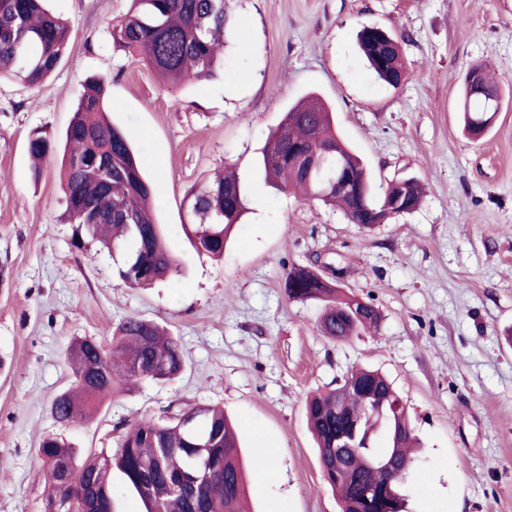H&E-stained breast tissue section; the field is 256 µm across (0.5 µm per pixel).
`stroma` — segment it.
I'll return each mask as SVG.
<instances>
[{
	"label": "stroma",
	"mask_w": 512,
	"mask_h": 512,
	"mask_svg": "<svg viewBox=\"0 0 512 512\" xmlns=\"http://www.w3.org/2000/svg\"><path fill=\"white\" fill-rule=\"evenodd\" d=\"M70 24L59 68L40 89L0 80V512H44V435L80 456L118 449L124 427L216 405L237 427L253 512H340L308 430V394L355 366L384 373L421 442L407 512H512V100L471 140L456 112L468 69L488 64L512 90V0H226L224 69L165 84L112 39L128 0H48ZM401 40L396 87L361 58L357 33ZM108 76L113 123L132 135L155 185L157 216L180 276L130 288L107 252L75 245L58 163L34 175L32 131L58 137L86 80ZM314 94L364 159L376 189L413 176L427 195L412 213L360 232L340 211L263 183L260 152L284 112ZM237 168L249 211L223 258L198 254L184 197ZM323 261L343 292L378 308V331L334 339L320 308L289 300L283 272ZM166 327L185 369L140 381L70 426L52 417L68 388L74 337L106 342L126 317ZM273 473L256 476L259 449Z\"/></svg>",
	"instance_id": "obj_1"
}]
</instances>
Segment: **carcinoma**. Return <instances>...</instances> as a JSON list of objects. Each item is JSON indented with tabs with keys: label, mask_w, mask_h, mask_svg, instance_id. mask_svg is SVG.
Segmentation results:
<instances>
[{
	"label": "carcinoma",
	"mask_w": 512,
	"mask_h": 512,
	"mask_svg": "<svg viewBox=\"0 0 512 512\" xmlns=\"http://www.w3.org/2000/svg\"><path fill=\"white\" fill-rule=\"evenodd\" d=\"M44 0H0V78L17 79L39 89L60 65L69 43L68 23L43 8ZM229 25L225 0H131L128 12L112 23L113 40L141 56L157 73L174 85L203 81L221 70L224 37ZM379 25L363 27L360 50L371 69L385 83L397 86L405 71L398 38L380 37ZM478 85L465 84L459 108L465 128L477 138L486 130L491 111L501 108L504 93L489 77V66L480 64ZM109 78L89 80L63 136L61 175L65 217L75 225V241L97 243L117 256L115 271L128 287L150 285L180 274V266L166 247L154 207L155 189L134 150L131 137L108 118ZM333 149L344 158L358 184L368 189L366 207L354 205L350 196L324 187L309 175L304 156ZM54 141L33 132L27 152L40 162L54 154ZM262 166L268 183L284 193L301 192L339 207L347 219L366 229L373 223L413 212L420 204L422 187L404 178L376 195L361 159L341 140L332 112L317 96H310L285 112L263 152ZM404 195L407 206L394 207ZM188 206L194 214L188 224L198 253L221 257L237 224L247 212V193L238 173L225 169L214 180L192 190ZM284 291L290 300L323 304L320 332L331 338H347L378 329L380 313L356 298H344L336 283L311 266H291L284 273ZM66 360L75 375L74 387L58 395L51 406L56 422L69 425L97 411L102 403L135 382L171 380L183 370L184 358L177 338L158 325L129 316L120 322L110 343L86 344L78 338L68 347ZM370 388L374 405L387 415L386 426L403 428L398 445L383 449L352 448L338 473L331 472L336 458L332 436L336 431V399L342 394L341 413L370 427L372 409L363 387ZM306 418L318 448L322 476L336 493L341 512H358L356 496L368 487L382 494L372 512H404L401 493L412 470L417 439L406 406L392 383L381 373L355 368L336 390L309 397ZM194 416L193 428L183 424ZM207 448L203 457L212 461L214 474L191 494H179L173 485L191 482L197 468L196 443ZM394 455L398 477L366 466L367 453ZM39 455L51 479L45 508L62 491L63 481L80 491L89 512H113L112 473L142 502L144 512H251L246 477L236 434L224 410L202 405L164 420L135 422L121 437L115 454L102 452L81 461L62 438L47 434Z\"/></svg>",
	"instance_id": "1"
}]
</instances>
